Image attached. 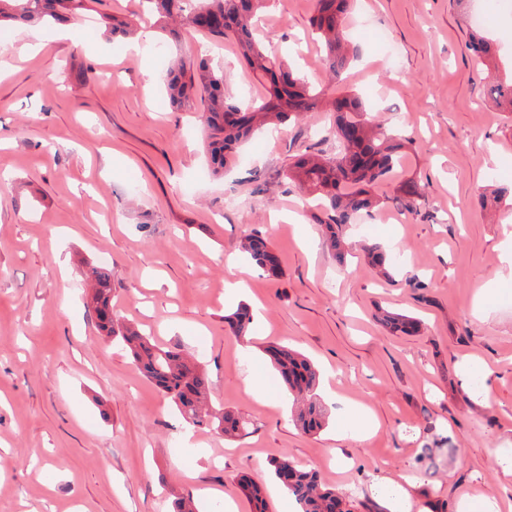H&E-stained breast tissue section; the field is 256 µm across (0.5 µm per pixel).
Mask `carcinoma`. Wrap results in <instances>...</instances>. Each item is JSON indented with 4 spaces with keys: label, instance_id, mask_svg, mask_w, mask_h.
I'll list each match as a JSON object with an SVG mask.
<instances>
[{
    "label": "carcinoma",
    "instance_id": "cac0c4a2",
    "mask_svg": "<svg viewBox=\"0 0 512 512\" xmlns=\"http://www.w3.org/2000/svg\"><path fill=\"white\" fill-rule=\"evenodd\" d=\"M93 0H0V23L50 24L68 22L88 9ZM150 13L161 18L180 16L190 28L236 44L254 78L266 94L261 98L236 101L224 95V72L212 68L205 59L176 56L171 60L166 92L178 107L194 104L199 91L207 93L202 124L208 140L213 170L224 172L240 146L254 132L268 125L294 122L318 107L325 92L288 70L271 46L255 36L259 12L267 0H143ZM353 0H316L311 25L323 50V61L331 79L346 68L347 46L342 27ZM469 45L481 64L491 63L494 49L481 28L468 29ZM505 112H512V78L490 89ZM333 112L331 132L337 149L333 156L304 154L288 170V175L308 186L330 212L326 224L329 246L339 248V227L353 223L372 211L374 189L387 182L404 144L396 135L377 132L358 97L344 94L329 99ZM421 192L412 181L396 188V199L408 213L418 210ZM242 249L265 272H280L277 256L261 236L248 237ZM90 306L100 332L127 349L138 368L176 405L181 416L194 427L208 426L230 438L242 433L247 422L238 414L208 403L209 379L200 365L171 349L156 346L151 337L132 324L124 323L112 307V274L105 265L92 269ZM235 336L250 333L253 316L242 305L224 317ZM390 331L406 336L418 332L420 323L403 315H387ZM265 352L298 409V420L306 432L322 428L323 420L315 399L319 372L304 356L286 344H271ZM454 445L442 435L434 445H422L413 472L426 477L434 472L442 457ZM278 484L290 494L300 512H351L336 489L321 483L316 472L286 457L269 462ZM240 491L252 499L257 512H267L263 487L243 477Z\"/></svg>",
    "mask_w": 512,
    "mask_h": 512
}]
</instances>
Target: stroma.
Returning a JSON list of instances; mask_svg holds the SVG:
<instances>
[{"label": "stroma", "instance_id": "obj_1", "mask_svg": "<svg viewBox=\"0 0 512 512\" xmlns=\"http://www.w3.org/2000/svg\"><path fill=\"white\" fill-rule=\"evenodd\" d=\"M477 0H357L344 35L357 55L330 82L312 39L313 0H268L260 36L317 87L359 95L370 116L407 139L396 170L423 193L405 212L394 183L379 205L343 225L348 252L325 247L327 212L285 172L304 152L332 155L333 122L316 110L255 135L224 177L213 176L200 115L166 104L172 57L209 55L226 96L259 86L231 43L191 29L167 53L152 49L159 24L139 0H94L76 25L14 27L0 49V512H173L192 496L252 502L240 476L266 484L269 512H299L271 483L268 462L286 457L318 471L355 512L399 483L411 512H512V477L492 460L512 449V195L485 209L481 195L512 186V114L489 88L512 69V13L489 37L497 61L480 67L467 46ZM136 29L106 33L103 16ZM268 238L282 272L270 277L239 245ZM398 255L390 278L362 242ZM112 271V303L161 345L190 355L212 398L250 420L231 441L189 429L169 399L121 347L98 331L87 306L90 265ZM242 280L244 299L227 285ZM252 306L248 338L224 317ZM416 316L417 336L390 334L379 312ZM291 345L321 373L316 396L327 424L315 434L290 417L265 346ZM482 372L480 391L463 365ZM260 379L256 401L246 378ZM365 411L361 433L348 423ZM452 437L453 459L428 481L410 478L424 441Z\"/></svg>", "mask_w": 512, "mask_h": 512}]
</instances>
